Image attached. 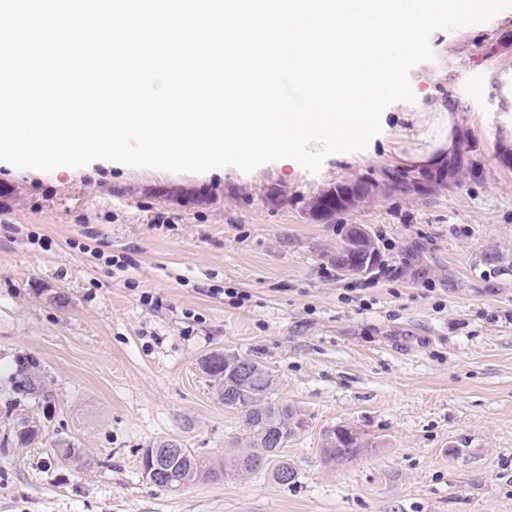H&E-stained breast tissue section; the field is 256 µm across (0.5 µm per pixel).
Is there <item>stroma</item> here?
<instances>
[{
    "label": "stroma",
    "mask_w": 512,
    "mask_h": 512,
    "mask_svg": "<svg viewBox=\"0 0 512 512\" xmlns=\"http://www.w3.org/2000/svg\"><path fill=\"white\" fill-rule=\"evenodd\" d=\"M430 44L414 102L315 175L0 165V512H512V92L495 90L512 9ZM428 91L454 100L472 168L317 220L315 197L395 167L398 115ZM346 224L371 228L381 268L337 273ZM218 351L259 357L304 412L282 451L294 483L143 479L160 440L212 462L233 450L242 417L200 367ZM338 425L373 449L326 463Z\"/></svg>",
    "instance_id": "obj_1"
}]
</instances>
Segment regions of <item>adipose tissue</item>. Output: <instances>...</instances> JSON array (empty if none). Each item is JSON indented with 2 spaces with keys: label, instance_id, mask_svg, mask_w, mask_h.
<instances>
[{
  "label": "adipose tissue",
  "instance_id": "ef3b65f1",
  "mask_svg": "<svg viewBox=\"0 0 512 512\" xmlns=\"http://www.w3.org/2000/svg\"><path fill=\"white\" fill-rule=\"evenodd\" d=\"M451 102L436 94L431 97L424 114L417 118L414 126L402 128L398 136L403 144L398 153L399 162L427 170L452 158L457 141L450 124Z\"/></svg>",
  "mask_w": 512,
  "mask_h": 512
}]
</instances>
